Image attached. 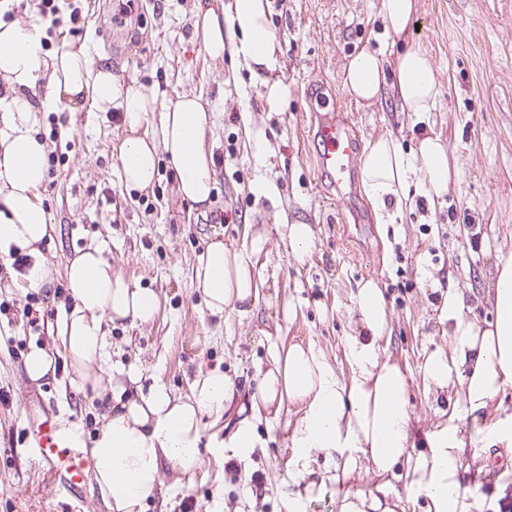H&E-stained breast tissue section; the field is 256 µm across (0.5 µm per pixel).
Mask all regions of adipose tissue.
I'll return each instance as SVG.
<instances>
[{
	"instance_id": "obj_1",
	"label": "adipose tissue",
	"mask_w": 512,
	"mask_h": 512,
	"mask_svg": "<svg viewBox=\"0 0 512 512\" xmlns=\"http://www.w3.org/2000/svg\"><path fill=\"white\" fill-rule=\"evenodd\" d=\"M12 2L0 0V255L17 250L34 255L26 280L35 288L50 276L39 253L52 230L41 194L47 165V145L36 131L41 113L84 96L98 105L122 99L128 134L118 146L121 182L133 189L151 188L164 157L177 176L181 197L200 206L210 205L214 188L208 144L213 120L200 96L185 94L161 106L146 89L122 88L84 50L45 53L44 24L12 18ZM267 8V0H231L225 9L201 5L193 29L206 54L215 59L224 56L225 28L237 32L236 54L261 79L268 103L275 106L287 88L273 77L279 61ZM343 84L356 100L367 102L392 86L401 111L417 115L432 111L439 95L436 71L411 46L389 57L360 52L348 64ZM153 112L158 115L154 123L149 120ZM413 180L438 197L453 187L448 151L439 136H422L411 155L388 137L367 144L361 183L377 216H384L388 203L405 201ZM261 248L258 239L241 249L220 240L208 244L193 282L210 313L220 315L225 308L255 299L253 256ZM65 277L73 307L57 325L61 349L55 354L31 347L25 370L30 380L38 381L54 373L60 360L79 388L110 393L113 404L90 443L93 479L108 512H142L144 500L161 485L162 469L180 479L199 466L203 418L224 415L236 390L227 375L212 372L200 377L185 397L172 395L160 382L148 395L130 397L126 385L137 382L138 375L129 372L123 382L110 374L104 324L152 321L159 310L157 294L114 273L97 246L67 263ZM487 296L495 318L483 326L466 319L461 297L449 293L442 312L453 325V347L449 354L425 359L423 383L438 391L458 383L465 415L477 422L480 442L510 448L512 415L490 423L485 417L500 389L512 384V256L499 262ZM355 304L367 334L347 345L349 376H340L313 347L289 344L276 352L274 367L262 374L250 405L253 417L239 420L227 447L249 457L259 445L254 416L271 406L280 410L298 404L302 413L292 434L295 462L306 461L315 449L334 451L343 460V473L363 464L382 477L403 460L408 485L427 498L428 512H471L470 491L460 480L463 430L438 428L414 442L407 409L412 377L398 363L382 359L377 344L388 323L382 289L365 281Z\"/></svg>"
}]
</instances>
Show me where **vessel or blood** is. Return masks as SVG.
Wrapping results in <instances>:
<instances>
[{
  "label": "vessel or blood",
  "mask_w": 512,
  "mask_h": 512,
  "mask_svg": "<svg viewBox=\"0 0 512 512\" xmlns=\"http://www.w3.org/2000/svg\"><path fill=\"white\" fill-rule=\"evenodd\" d=\"M309 102L313 112L312 135L317 144L315 166L330 180L340 204L355 211L353 179L359 143L353 118L343 105L331 106L314 96ZM27 438L45 471L61 479L70 495L81 494L89 459L82 449L73 447L54 412L37 396L31 397L28 404Z\"/></svg>",
  "instance_id": "b4317fda"
}]
</instances>
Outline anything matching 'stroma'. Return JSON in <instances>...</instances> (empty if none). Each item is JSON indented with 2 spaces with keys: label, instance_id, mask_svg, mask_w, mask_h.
<instances>
[{
  "label": "stroma",
  "instance_id": "stroma-1",
  "mask_svg": "<svg viewBox=\"0 0 512 512\" xmlns=\"http://www.w3.org/2000/svg\"><path fill=\"white\" fill-rule=\"evenodd\" d=\"M200 0H132L118 20V0H55L46 28V53L61 47L86 50L97 65L126 86L154 90L166 104L185 93L201 95L213 114L215 188L212 206L182 199L167 160H159L152 189L119 180L117 146L126 135L119 104L67 103L41 114L39 136L48 145L43 200L54 232L43 247L52 277L40 288L25 276L32 257H0V512H59L61 489L48 481L25 441V403L40 393L61 428L94 434L106 411L90 390L69 386L65 375L29 380L24 361L31 346L56 347L55 318L68 309L65 266L76 251L100 246L114 272L156 292L160 309L149 323L105 326L112 367L140 373L142 391L162 381L186 394L198 373L218 370L237 392L224 417L208 422L203 462L190 481L162 485L144 512H288L296 496L306 512H339L345 492L369 491L380 479L366 468L337 477L339 458L312 451L305 466L292 461L291 422L260 421L262 448L248 458L213 441L236 427L249 407L272 353L299 342L313 345L340 372L350 337L365 330L354 304L367 280L382 288L389 313L378 344L411 373L408 396L416 433L459 425L463 409L453 390L427 392L421 367L433 353L451 348L441 310L449 289L464 297L467 318L494 319L486 289L500 258L512 255V0H416L408 44L426 54L438 74L433 111H400L392 95L355 101L343 87L351 59L363 49L387 50L381 0H284L270 4L268 24L280 50L279 79L288 95L270 108L263 86L241 59L213 60L193 36ZM319 86L353 116L361 144L392 136L413 153L424 130L443 138L456 164L454 190L429 202L413 186L401 213L378 223L368 197L362 219L336 201L314 165L308 89ZM263 130L268 150L255 156L249 137ZM307 224L314 239L307 257L290 251L288 228ZM263 239L253 261L257 299L246 312H209L192 285L200 254L213 240L234 247ZM51 312L34 329L20 319L25 306ZM512 450L467 444L463 484L490 497L512 476L494 461Z\"/></svg>",
  "mask_w": 512,
  "mask_h": 512
}]
</instances>
